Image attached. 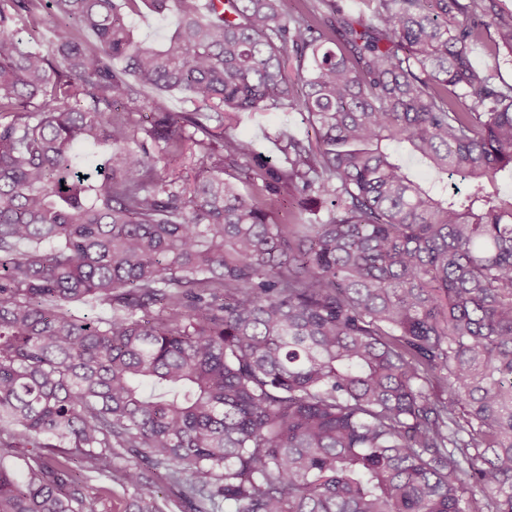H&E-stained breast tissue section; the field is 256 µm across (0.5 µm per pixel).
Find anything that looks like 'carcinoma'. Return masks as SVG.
Segmentation results:
<instances>
[{"label": "carcinoma", "mask_w": 512, "mask_h": 512, "mask_svg": "<svg viewBox=\"0 0 512 512\" xmlns=\"http://www.w3.org/2000/svg\"><path fill=\"white\" fill-rule=\"evenodd\" d=\"M223 2L0 0V512H163L141 451L190 512H512V85L469 58L512 11ZM288 108L283 168L225 125ZM141 14L136 17V37L138 40L157 44L161 42L170 32L172 25L162 17L150 12L144 5L140 4Z\"/></svg>", "instance_id": "1"}]
</instances>
